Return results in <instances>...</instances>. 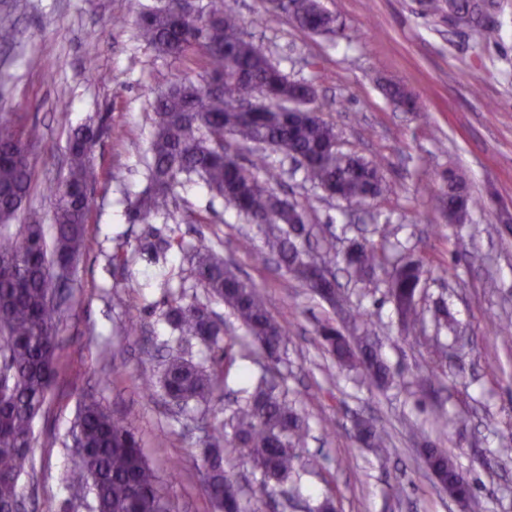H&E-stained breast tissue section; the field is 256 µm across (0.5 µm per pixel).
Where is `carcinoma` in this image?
Masks as SVG:
<instances>
[{"label": "carcinoma", "mask_w": 512, "mask_h": 512, "mask_svg": "<svg viewBox=\"0 0 512 512\" xmlns=\"http://www.w3.org/2000/svg\"><path fill=\"white\" fill-rule=\"evenodd\" d=\"M294 18L306 30L337 34L334 18L319 15L317 0H293ZM435 13L450 12L471 19L480 17L470 0H430ZM139 38L158 51L180 56L191 50L206 58V76L200 81L185 78L154 98L155 132L149 145V180L154 189L131 203L129 217L147 222L159 214H172L182 178L194 175L207 189L235 202L234 208L252 224L268 227L267 248L243 247L253 261L266 266L275 260L321 298L338 299L336 279L315 280L308 260L296 239L308 238L304 207L282 197L275 184L279 173L259 175L240 164L228 151L215 145L231 137L264 144L293 158H306L304 179L332 198L360 200L381 190L379 165L337 149L336 127L320 117L287 112L288 99L299 84L288 80L277 63L246 38L240 17L224 8V0H210L206 13L197 19L180 17L174 6L146 8L136 20ZM263 89L262 111L241 112L240 97L249 84ZM391 101L411 112L424 108L418 98L398 85L386 89ZM38 137L34 127L17 130L0 126V512H11L21 497L20 477L32 468V423L44 410L56 375L58 333L65 309L53 302L51 266L72 263L86 246L89 217L87 197L80 190L98 179L92 147L96 129L79 126L70 130L67 174L50 184L53 199V246H48L43 225L36 219L11 232L15 217L31 190V169L25 140ZM444 188L436 198L437 208L451 219L461 220L474 198L457 175L443 176ZM346 269L361 282H371L382 271L387 276L388 295L402 320L415 324L422 315L415 302L416 290L425 273L419 261L397 256L385 245L357 243L344 255ZM189 262L207 294L228 307L241 322L257 348L254 362L261 371L252 382L243 406L223 421L191 419L193 429L203 433L209 471L205 486L215 512L233 509L249 512L241 488L227 472L225 463L234 456L247 457L263 476L261 492L269 481L288 482L295 471L296 449L307 439V417L289 402L287 394L275 392L267 378L264 360H276L286 339V327L268 311L256 287L237 276L215 246L202 241L193 247ZM167 322L185 340L196 339L219 353L216 367L197 366L180 355L171 357L161 376L166 403L188 407L209 405L224 376V358L232 343L220 345L224 327L211 320L208 305L194 299L171 300L164 312ZM323 345L343 369L358 368L379 386L388 385L393 374L370 340L352 341L331 323L319 331ZM77 426L85 448L81 463L65 478L73 489L87 490L94 512H173L162 481L150 466L136 428L113 415L99 401H83ZM355 439L384 455L389 450V432L375 421L360 418ZM428 468L448 489L472 496L469 474L443 448L427 443L422 448Z\"/></svg>", "instance_id": "obj_1"}]
</instances>
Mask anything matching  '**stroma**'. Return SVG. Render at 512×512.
Returning <instances> with one entry per match:
<instances>
[{
  "label": "stroma",
  "instance_id": "stroma-1",
  "mask_svg": "<svg viewBox=\"0 0 512 512\" xmlns=\"http://www.w3.org/2000/svg\"><path fill=\"white\" fill-rule=\"evenodd\" d=\"M163 0H0V24L14 28L0 45V115L17 128L37 127L29 144L34 172L25 213L51 224L50 183L63 174L71 128L102 126L93 153L99 178L91 191L87 246L65 293L69 312L59 332L58 369L50 409L34 422L33 469L22 477L25 512H88L91 497L67 488L77 464L71 429L87 393L134 422L150 465L175 512H212L202 452L187 415L164 414L150 385L179 336L165 322L170 296L207 301L235 338L226 389L245 400L248 337L222 302L208 299L188 260L199 240L218 245L243 279L263 294L289 340L275 367L296 408L309 416L310 437L298 455L295 506L262 495V476L244 458L227 469L241 480L253 512H304L333 498L336 512H461L418 452L422 440L446 448L474 480L472 512H512V233L500 222L512 211V5L491 13L500 37L488 43L482 27H453L427 0H320L342 36L311 33L288 7L267 14L264 0H225L290 80L311 84L315 105L340 133L348 154L379 163L380 194L364 207L326 198L290 175L283 154L265 149L267 163L284 169L282 190L307 208L318 234L311 258L352 243L389 240L399 254L420 260L426 273L416 301L421 326H403L385 286L343 282L348 307L361 314L351 330L379 339V354L394 374L385 389L361 373L342 371L319 345L320 322L335 310L285 272L255 265L243 239L261 249L257 225L212 196L199 179L179 189L174 217L129 223V198L148 186L147 149L156 95L183 78L205 75L197 54L167 56L139 41L133 20ZM38 67H31L30 59ZM108 81H100V74ZM396 84L424 100L425 116L403 111L386 95ZM455 170L482 207L466 223L448 224L435 209L440 174ZM204 216L201 224L193 216ZM182 249L167 248L170 240ZM123 253L125 262L114 261ZM448 311L456 335L436 333ZM137 320L143 331L126 336ZM371 417L393 436L387 457L353 436L355 417Z\"/></svg>",
  "mask_w": 512,
  "mask_h": 512
}]
</instances>
